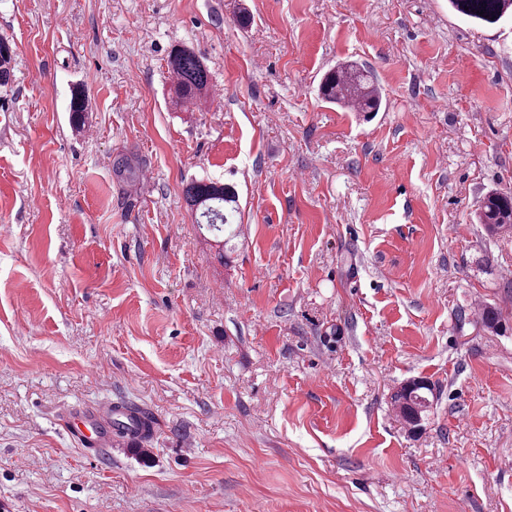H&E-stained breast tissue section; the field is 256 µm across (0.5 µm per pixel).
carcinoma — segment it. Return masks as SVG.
Here are the masks:
<instances>
[{
	"mask_svg": "<svg viewBox=\"0 0 512 512\" xmlns=\"http://www.w3.org/2000/svg\"><path fill=\"white\" fill-rule=\"evenodd\" d=\"M450 9L475 23L497 24L512 15V0H448ZM168 68L176 78V102H190L206 91L209 70L202 58L193 50L176 47L168 56ZM321 98L329 103L351 102L359 112H376L381 97L372 73L353 65H341L328 73L319 88ZM113 171L120 180L135 176L136 168L126 156L114 160ZM184 197L187 204L199 214V223L216 231L233 223L238 210V194L234 186L214 181H191L186 184ZM477 220L493 235L512 232V195L491 192L481 201ZM483 326L495 333L507 329L500 308L486 304L480 312ZM410 431L421 430L433 405L434 388L428 383L405 384L391 396Z\"/></svg>",
	"mask_w": 512,
	"mask_h": 512,
	"instance_id": "carcinoma-1",
	"label": "carcinoma"
}]
</instances>
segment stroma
I'll use <instances>...</instances> for the list:
<instances>
[{"label":"stroma","instance_id":"35a3bbf8","mask_svg":"<svg viewBox=\"0 0 512 512\" xmlns=\"http://www.w3.org/2000/svg\"><path fill=\"white\" fill-rule=\"evenodd\" d=\"M0 40V512H512V329L478 317L512 320V233L474 217L512 194V17L0 0ZM179 45L223 108L174 105ZM342 63L379 112L319 97ZM193 179L236 187L231 250ZM412 378L417 435L390 399ZM110 404L153 431L88 451L68 422ZM413 381L401 386L391 396L394 405L399 409L402 419L409 426L411 432L416 429L420 431L423 429L429 409L436 397L430 382L428 384L424 381L423 385L410 387Z\"/></svg>","mask_w":512,"mask_h":512}]
</instances>
